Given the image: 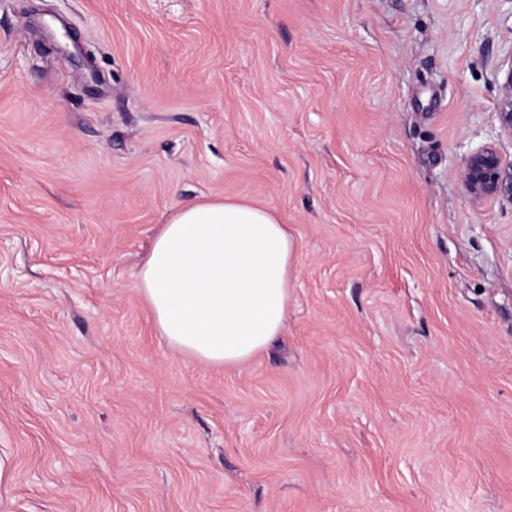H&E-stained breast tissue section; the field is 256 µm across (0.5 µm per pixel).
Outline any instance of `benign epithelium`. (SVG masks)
<instances>
[{
	"mask_svg": "<svg viewBox=\"0 0 512 512\" xmlns=\"http://www.w3.org/2000/svg\"><path fill=\"white\" fill-rule=\"evenodd\" d=\"M501 84V107L498 112L502 132L512 137V55L507 60ZM460 177L467 195L474 201L507 200L512 203V160H505L498 150L486 145L468 154Z\"/></svg>",
	"mask_w": 512,
	"mask_h": 512,
	"instance_id": "obj_1",
	"label": "benign epithelium"
}]
</instances>
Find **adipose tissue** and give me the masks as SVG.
Instances as JSON below:
<instances>
[{"instance_id": "ef3b65f1", "label": "adipose tissue", "mask_w": 512, "mask_h": 512, "mask_svg": "<svg viewBox=\"0 0 512 512\" xmlns=\"http://www.w3.org/2000/svg\"><path fill=\"white\" fill-rule=\"evenodd\" d=\"M294 258L293 236L273 210L201 198L162 225L137 273L138 292L173 349L237 367L282 335Z\"/></svg>"}]
</instances>
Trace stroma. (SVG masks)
Masks as SVG:
<instances>
[{"instance_id":"1","label":"stroma","mask_w":512,"mask_h":512,"mask_svg":"<svg viewBox=\"0 0 512 512\" xmlns=\"http://www.w3.org/2000/svg\"><path fill=\"white\" fill-rule=\"evenodd\" d=\"M512 0H0V448L11 512H512ZM224 194L296 245L239 367L137 272ZM508 68L501 84V107L498 112L502 132L512 136V55L508 57ZM460 177L472 200L499 199L512 203V160L506 161L494 146L486 145L468 154Z\"/></svg>"}]
</instances>
